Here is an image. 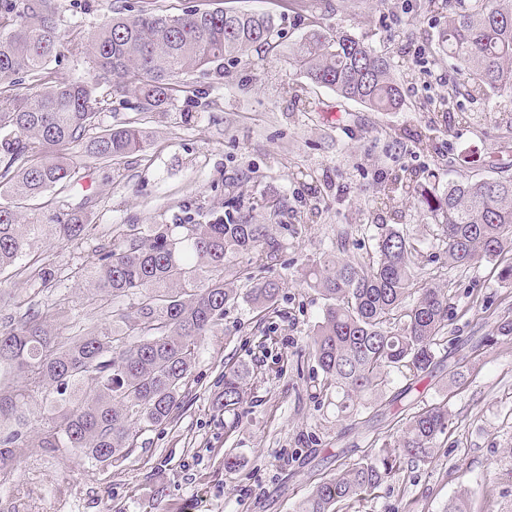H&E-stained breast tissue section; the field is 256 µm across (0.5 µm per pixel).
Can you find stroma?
Segmentation results:
<instances>
[{"mask_svg": "<svg viewBox=\"0 0 512 512\" xmlns=\"http://www.w3.org/2000/svg\"><path fill=\"white\" fill-rule=\"evenodd\" d=\"M120 0H57L63 39H88ZM179 15L224 7L270 15L278 35L271 47L224 63L222 74L188 76L168 113L113 106L104 123L134 121L150 138L143 151L112 165L90 163L82 178L47 194L38 217L85 207L94 226L84 240L64 242L43 227L24 264L44 259L70 270L129 224H169L184 207L199 220L223 213L236 195L256 208L285 197L289 226L277 265L276 311L262 317L245 300L199 340L192 373L171 420L138 433L134 447L109 466L39 447L34 435L15 450L0 476V512H297L320 481L396 445L410 414L443 403L450 421L433 454L400 469L340 512H446L464 498L468 512H512V337L497 327L512 318V281L502 261L449 270L445 259L422 267L419 286L443 287L454 307L448 335L457 347L417 384L396 377L385 400L352 418L337 416L319 392L322 373L311 334L326 304L304 281L325 253L355 262L375 254L382 224L398 222L430 255L435 225L414 200L390 216L380 184L404 169L435 173L439 188L457 179L490 176L482 158L512 147V132L487 117L482 100L449 97L456 75L437 45L441 23L415 0H127ZM315 31L347 32L389 53L422 50L425 69L397 67L403 103L374 112L310 82L288 62L293 43ZM473 124H454L452 112ZM430 147L419 151L416 133ZM0 319L24 318L31 304L62 300L79 325L100 332L109 320L90 304L89 286L70 280L38 289L25 274L0 284ZM247 368V393L233 411L219 394L224 369ZM234 453L239 466L224 470Z\"/></svg>", "mask_w": 512, "mask_h": 512, "instance_id": "stroma-1", "label": "stroma"}]
</instances>
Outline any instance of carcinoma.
Instances as JSON below:
<instances>
[{
	"label": "carcinoma",
	"instance_id": "obj_1",
	"mask_svg": "<svg viewBox=\"0 0 512 512\" xmlns=\"http://www.w3.org/2000/svg\"><path fill=\"white\" fill-rule=\"evenodd\" d=\"M419 8L445 18L439 45L463 75L451 95L498 108L495 98L512 94V0H420ZM274 33L266 14L215 8L169 15L123 5L90 44L77 38L64 44L55 0H0V90L22 78L40 87L0 111V274L27 255L46 221L58 225L64 241L88 235L81 211L28 222L24 211L67 186L84 159L110 165L144 149L143 129L102 123L108 106L117 101L163 115L184 92L181 76L221 69L224 60L270 44ZM64 45L74 57L89 56L87 76H52L49 62ZM290 55L306 78L344 100L377 112L401 103L391 56L354 35L313 33ZM487 166L494 176L450 180L442 193L407 170L383 185L387 201L412 198L439 221L436 240L450 269L512 250V158H492ZM287 209V200L276 198L263 216L232 197L224 214L207 222L187 210L170 224H129L68 276L46 261L25 267L42 288H59L71 277L90 280L97 291L92 303L112 324L65 336L55 325L70 321V312L56 304L30 307L25 320L0 325V363L22 378L18 388L0 391V474L13 468L14 448L27 438L25 406L34 394L46 401L38 447L64 448L104 465L128 455L132 423L168 422L195 364L198 338L239 299L231 284L252 282L244 298L260 314L275 310L280 283L255 273L277 261L281 231L288 230L277 219ZM375 252L368 265L333 259L305 272L307 285L326 300L313 338L322 389L347 417L383 396L394 375L418 381L429 374L447 339L448 294L416 287L420 244L397 225L383 224ZM247 374L234 366L224 371L225 409L242 402ZM448 422L446 406L423 405L397 446L319 482L298 512H336L376 489L401 460L430 457Z\"/></svg>",
	"mask_w": 512,
	"mask_h": 512
}]
</instances>
